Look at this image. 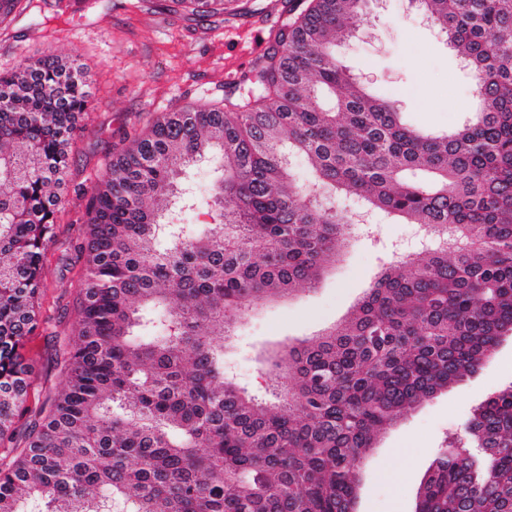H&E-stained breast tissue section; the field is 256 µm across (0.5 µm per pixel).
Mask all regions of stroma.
Listing matches in <instances>:
<instances>
[{"instance_id": "35a3bbf8", "label": "stroma", "mask_w": 512, "mask_h": 512, "mask_svg": "<svg viewBox=\"0 0 512 512\" xmlns=\"http://www.w3.org/2000/svg\"><path fill=\"white\" fill-rule=\"evenodd\" d=\"M294 4L248 0L244 13L216 16L204 25L185 13L156 14L129 0H98L88 12L66 10L69 32L54 51L79 54L93 77L95 110L72 144L69 204L57 215L56 243L44 260L40 326L22 349L32 373L19 430L64 383L49 334L72 332L77 317L84 270L65 267L62 258L86 231L79 190L103 172L124 132L143 128L162 111L223 100L276 30L293 22ZM43 48L37 20L20 17L0 35V64ZM336 53L371 90L397 100L414 126L451 130L469 110V74L411 0H372L367 23ZM370 223L371 230L355 233L316 288L258 303L242 315L224 341V363L242 386L261 388L263 357L336 323L383 264L419 252L423 233L417 225L379 213ZM511 384L512 336H506L478 372L422 402L377 438L359 471L356 512H414L416 490L439 451L462 433L482 401Z\"/></svg>"}]
</instances>
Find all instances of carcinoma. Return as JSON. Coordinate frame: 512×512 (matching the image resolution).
<instances>
[{
    "label": "carcinoma",
    "mask_w": 512,
    "mask_h": 512,
    "mask_svg": "<svg viewBox=\"0 0 512 512\" xmlns=\"http://www.w3.org/2000/svg\"><path fill=\"white\" fill-rule=\"evenodd\" d=\"M48 2L0 0V31ZM149 2L206 21L241 0ZM415 2L473 76L452 132L407 124L337 60L368 0H311L238 93L166 112L112 154L83 191L76 333L54 342L65 387L21 444L20 348L91 77L50 49L0 68V512H355L377 437L512 335V0ZM203 161L215 177L199 190L187 173ZM339 193L431 244L280 351L269 405L226 374L224 337L256 302L319 282L354 231ZM185 211L220 222L188 233ZM414 512H512V385L434 459Z\"/></svg>",
    "instance_id": "carcinoma-1"
}]
</instances>
